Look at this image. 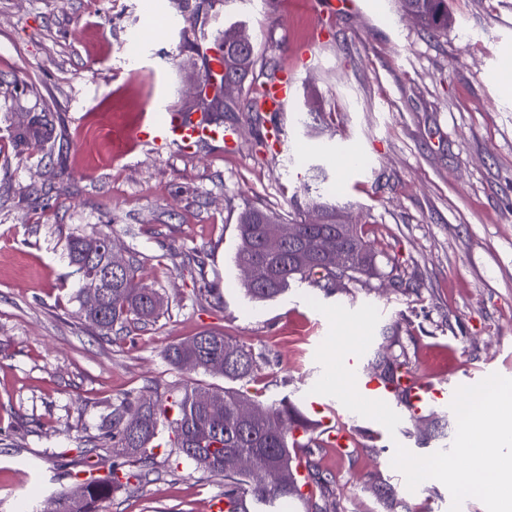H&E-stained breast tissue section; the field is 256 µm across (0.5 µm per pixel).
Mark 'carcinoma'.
<instances>
[{"label":"carcinoma","instance_id":"1","mask_svg":"<svg viewBox=\"0 0 512 512\" xmlns=\"http://www.w3.org/2000/svg\"><path fill=\"white\" fill-rule=\"evenodd\" d=\"M404 14H412L419 25L430 33H446L453 24L448 14V0H398ZM283 81L277 64L270 65L266 80L254 81L248 87L247 109L261 117L265 111L262 100L269 87ZM234 101L222 96L198 104L207 122L217 131L223 130V112ZM54 115L51 112H34L25 126L16 131L14 139L49 154L55 149L53 137ZM327 180L325 169L320 165L310 167L308 181L301 191L308 196L307 205L324 220L312 224L306 220L293 222L294 228L306 243L310 254L300 263V249L295 242H285L281 251L268 255L260 248L263 223L280 224L282 218L267 208L249 207L238 218L237 232L240 246L235 256L236 264L251 271L246 277V294L255 300H273L282 295L291 282L307 281L325 292L336 288V275L319 263V251L325 239L343 232V241L349 253L344 261L349 276L359 279L362 274L373 273L376 264L371 243L360 224H344V206L337 203L322 189ZM85 237L76 235L66 244L69 263L80 274L103 268L107 253L97 255L94 263L87 262L83 243ZM137 259L125 261V267L112 280L104 283L103 299L96 308L88 305L84 289L78 293V315L102 336L120 333L132 323H145L160 314L153 299L159 293L153 288H138L134 284ZM199 342H180L165 350L167 360L178 368L190 367L204 373L214 360L224 362V378L250 382L254 378L255 357L250 348L230 340L224 334L206 330L198 334ZM380 375L393 382L404 374L405 362L398 358H385L378 363ZM253 400L245 390L218 388L197 384L166 399L144 402L128 396L113 406L102 418L101 429L106 441L100 444L108 448L114 458L110 475L95 476L90 472L75 475L71 487L60 492L58 499L64 512H101L102 504L112 495L124 490L134 491L144 487L159 476L154 466L152 450L160 427L168 425L173 435V445L179 454L191 462L195 469L211 476L224 478V497L240 502L238 512H257V506L291 499H304L301 481L295 472L297 448H320L322 443L309 431L310 422L293 404L286 400L262 407V414L250 421L240 419L238 408ZM175 418L169 419L170 412ZM140 417L136 431H131L127 420L131 415ZM303 431L305 438H297L294 432ZM257 454L277 470L281 481L274 487L264 488L255 484L250 476L236 469L230 457L237 454ZM306 480L311 482L324 499L321 512H336V503L330 480L323 476L310 459H305Z\"/></svg>","mask_w":512,"mask_h":512}]
</instances>
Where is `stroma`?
<instances>
[{
  "label": "stroma",
  "mask_w": 512,
  "mask_h": 512,
  "mask_svg": "<svg viewBox=\"0 0 512 512\" xmlns=\"http://www.w3.org/2000/svg\"><path fill=\"white\" fill-rule=\"evenodd\" d=\"M448 4L457 22L434 35L395 0L331 18L314 0H0V512H51L76 472L108 468L99 418L125 394L227 387L223 375L165 357L206 329L252 349L261 403L290 400L313 421V403L340 408L310 393L329 331L312 298L378 309L365 372L397 355L452 391L493 373L512 378V94L488 73L494 57L512 56V0ZM228 28L251 39L255 78L273 60L295 82L291 151L260 147L266 124L239 110L224 115L239 135L232 150L132 138L145 115L190 104L207 62L189 45ZM32 112L54 113L62 157L15 142ZM332 143L354 150L358 166L319 154ZM312 164L350 203L378 273L332 294L295 282L276 299H250L234 262L237 216L256 205L295 220ZM103 224L118 253L138 254L136 284L166 303L154 323L109 338L79 319L81 279L65 252L69 237ZM433 414L447 419L444 433L408 416L392 433L368 419L346 452L316 449L337 512H449L440 481L411 491L391 465L399 445L419 456L450 448L456 417ZM154 462L160 478L117 493L104 512H203L224 491L170 444ZM376 483L390 499L374 495Z\"/></svg>",
  "instance_id": "stroma-1"
}]
</instances>
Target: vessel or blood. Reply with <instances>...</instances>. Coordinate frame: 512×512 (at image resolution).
Returning a JSON list of instances; mask_svg holds the SVG:
<instances>
[{
    "label": "vessel or blood",
    "instance_id": "b4317fda",
    "mask_svg": "<svg viewBox=\"0 0 512 512\" xmlns=\"http://www.w3.org/2000/svg\"><path fill=\"white\" fill-rule=\"evenodd\" d=\"M133 138L153 143L156 148L171 145L181 149H190L204 140L222 139L225 144H234L237 133L227 129L217 133L204 125L200 115L183 116L180 113H169L163 120L148 119L145 125L139 126L132 133ZM361 388L365 398L371 400L391 401L395 395H402L404 408L408 415L421 417L428 409L446 407L451 403L450 393L442 387L421 380L417 377H402L399 383L383 382L375 377L364 378ZM315 431L326 435L329 441L339 448L349 447L355 440L354 432L345 426H337L334 418L324 417L316 421Z\"/></svg>",
    "mask_w": 512,
    "mask_h": 512
}]
</instances>
